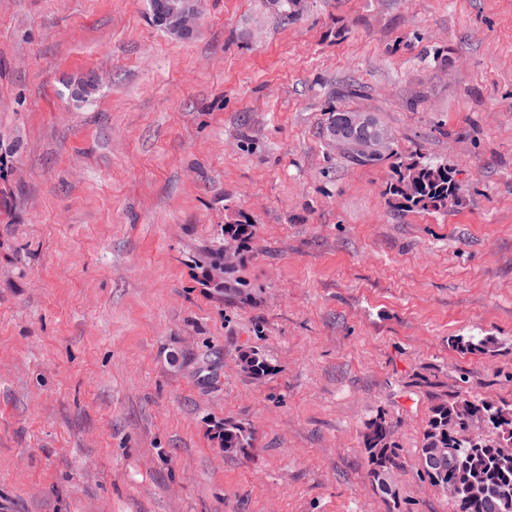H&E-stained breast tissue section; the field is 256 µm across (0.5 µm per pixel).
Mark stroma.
Returning <instances> with one entry per match:
<instances>
[{"mask_svg": "<svg viewBox=\"0 0 512 512\" xmlns=\"http://www.w3.org/2000/svg\"><path fill=\"white\" fill-rule=\"evenodd\" d=\"M334 111L459 204L397 208ZM465 398L512 404V0H203L187 40L148 0H0V512H452L418 450ZM341 111L330 114L328 126L336 120ZM328 137L332 144L345 158L357 166L378 165L385 160L394 158L395 178L386 189V194L401 200L403 207L412 209L448 208L451 196V181H455L447 163H432L423 161L417 153L407 157L395 149V142L381 127L378 119L368 112L346 111L338 122L329 128ZM383 158L364 159L361 156H382ZM391 433V426L388 425L385 419L379 418L369 424L365 448L374 465L371 473L378 483L380 473L383 474L388 471L397 454V448L389 440ZM219 436L226 453H233L240 448L239 452H243V448L250 446L249 432L237 425H225L224 431Z\"/></svg>", "mask_w": 512, "mask_h": 512, "instance_id": "obj_1", "label": "stroma"}]
</instances>
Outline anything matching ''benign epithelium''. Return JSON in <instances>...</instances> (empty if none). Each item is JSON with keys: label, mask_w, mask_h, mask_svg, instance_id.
Wrapping results in <instances>:
<instances>
[{"label": "benign epithelium", "mask_w": 512, "mask_h": 512, "mask_svg": "<svg viewBox=\"0 0 512 512\" xmlns=\"http://www.w3.org/2000/svg\"><path fill=\"white\" fill-rule=\"evenodd\" d=\"M199 0H150L154 23L167 33L188 38L198 23ZM328 137L341 152L355 156H382L392 149L391 136L381 127L378 119L368 112L346 111L329 128Z\"/></svg>", "instance_id": "obj_1"}]
</instances>
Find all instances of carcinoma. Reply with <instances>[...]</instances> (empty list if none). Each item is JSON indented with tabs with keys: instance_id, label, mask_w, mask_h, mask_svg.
Instances as JSON below:
<instances>
[{
	"instance_id": "carcinoma-1",
	"label": "carcinoma",
	"mask_w": 512,
	"mask_h": 512,
	"mask_svg": "<svg viewBox=\"0 0 512 512\" xmlns=\"http://www.w3.org/2000/svg\"><path fill=\"white\" fill-rule=\"evenodd\" d=\"M395 178L386 193L412 209L448 208L452 172L446 163H432L418 154L407 157L392 150ZM481 424L489 434L472 435ZM391 426L379 418L369 424L365 448L374 465V478L388 471L397 454L390 442ZM224 452L250 446L249 432L226 425L220 434ZM439 448L449 452L438 469L429 461ZM419 455L421 475L449 495L454 512H512V406L479 400L444 402L432 409ZM478 496H469L471 487Z\"/></svg>"
}]
</instances>
